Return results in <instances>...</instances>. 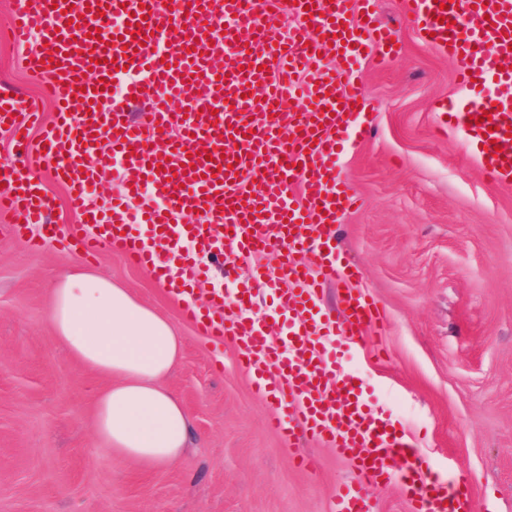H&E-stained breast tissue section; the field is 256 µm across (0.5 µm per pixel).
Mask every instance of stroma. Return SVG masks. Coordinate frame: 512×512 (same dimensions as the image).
<instances>
[{"label": "stroma", "mask_w": 512, "mask_h": 512, "mask_svg": "<svg viewBox=\"0 0 512 512\" xmlns=\"http://www.w3.org/2000/svg\"><path fill=\"white\" fill-rule=\"evenodd\" d=\"M371 10L398 53L360 54L357 80L376 116L370 136H350L340 155L363 203L342 218L338 249L385 310V361L340 359L401 421L432 474L464 485L476 512H512V183L486 178L446 124L439 106L460 96L447 55L404 21L401 0ZM24 54L0 40V89L43 112L23 166L53 192L52 223L75 224L66 188L38 158L56 106L41 99ZM11 222L0 216V512H329L349 465L312 442L316 470L295 466L232 343L187 322L123 254L104 247L87 259L53 240L33 252ZM75 270L132 289L176 326L183 352L166 385L191 419L185 463L143 468L96 439L106 381L61 348L48 316L54 281Z\"/></svg>", "instance_id": "obj_1"}]
</instances>
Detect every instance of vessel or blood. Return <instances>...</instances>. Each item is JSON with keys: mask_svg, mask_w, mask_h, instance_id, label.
<instances>
[{"mask_svg": "<svg viewBox=\"0 0 512 512\" xmlns=\"http://www.w3.org/2000/svg\"><path fill=\"white\" fill-rule=\"evenodd\" d=\"M358 0H19L11 39L27 46L25 70L58 108L45 144L55 180L80 221L45 223L54 205L34 175L0 163V211L42 225L63 248L95 256L119 250L184 298L205 271L198 256L224 261L283 256L277 275L260 265L235 299L214 290L184 317L206 335L232 341L239 363L275 402L268 424L289 443L320 441L350 462L352 477L334 512H378L375 489L398 481L413 512H462L461 488L428 479L398 421L376 409L366 381L326 357L327 340L351 348L374 340L386 319L375 300L349 288L359 268L336 252L342 215L362 199L336 166L343 135H366L374 114L354 65L372 31L355 25ZM405 18L455 64L459 86L485 103L441 110L476 147L485 175L512 176V0H401ZM334 51L337 66L321 56ZM121 94H113V86ZM145 120L128 119L132 102ZM40 117L35 103L0 96V126L20 135ZM121 160L125 193L108 219L89 202L99 170ZM150 197L145 213L130 199ZM149 224L152 244L136 232ZM336 304L320 309L324 286ZM273 291L289 320L288 344L271 346L248 316L254 292Z\"/></svg>", "mask_w": 512, "mask_h": 512, "instance_id": "1", "label": "vessel or blood"}]
</instances>
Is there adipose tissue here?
I'll return each instance as SVG.
<instances>
[{"mask_svg":"<svg viewBox=\"0 0 512 512\" xmlns=\"http://www.w3.org/2000/svg\"><path fill=\"white\" fill-rule=\"evenodd\" d=\"M49 319L59 344L109 381L94 420L106 448L144 467L182 463L190 418L164 385L182 351L172 323L130 289L90 273L51 288Z\"/></svg>","mask_w":512,"mask_h":512,"instance_id":"adipose-tissue-1","label":"adipose tissue"}]
</instances>
